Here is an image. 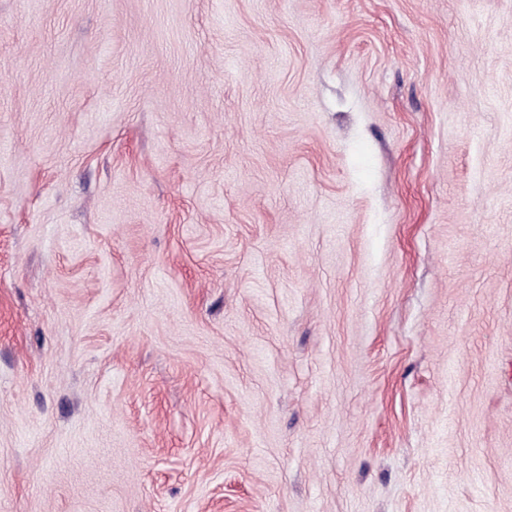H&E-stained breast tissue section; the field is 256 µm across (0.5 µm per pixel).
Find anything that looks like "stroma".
Returning a JSON list of instances; mask_svg holds the SVG:
<instances>
[{"label": "stroma", "mask_w": 512, "mask_h": 512, "mask_svg": "<svg viewBox=\"0 0 512 512\" xmlns=\"http://www.w3.org/2000/svg\"><path fill=\"white\" fill-rule=\"evenodd\" d=\"M0 512H512V0H0Z\"/></svg>", "instance_id": "35a3bbf8"}]
</instances>
